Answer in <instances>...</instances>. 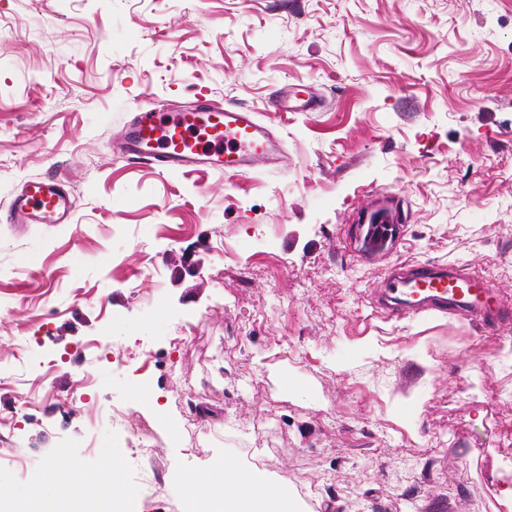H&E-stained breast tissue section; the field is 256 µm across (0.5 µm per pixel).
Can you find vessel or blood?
I'll list each match as a JSON object with an SVG mask.
<instances>
[{
	"label": "vessel or blood",
	"instance_id": "vessel-or-blood-1",
	"mask_svg": "<svg viewBox=\"0 0 512 512\" xmlns=\"http://www.w3.org/2000/svg\"><path fill=\"white\" fill-rule=\"evenodd\" d=\"M313 94L294 89L272 103L277 112L312 109ZM280 146L254 112L227 107H200L175 113L154 111L136 115L122 143L125 160L153 164L170 173L207 164L224 172H245L258 164L277 162ZM74 208L61 179L26 182L11 202V224H68ZM386 295L414 312L452 309L483 328H492L505 307L500 293L483 278L455 266H423L411 276L391 279Z\"/></svg>",
	"mask_w": 512,
	"mask_h": 512
}]
</instances>
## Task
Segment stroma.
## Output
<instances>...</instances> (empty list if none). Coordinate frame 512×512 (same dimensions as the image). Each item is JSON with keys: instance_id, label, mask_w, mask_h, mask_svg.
I'll return each instance as SVG.
<instances>
[{"instance_id": "1", "label": "stroma", "mask_w": 512, "mask_h": 512, "mask_svg": "<svg viewBox=\"0 0 512 512\" xmlns=\"http://www.w3.org/2000/svg\"><path fill=\"white\" fill-rule=\"evenodd\" d=\"M298 81L321 107L272 113ZM199 104L269 118L283 161L119 157L141 107ZM50 175L73 223H6ZM383 210L401 240L373 253ZM431 264L512 306V0H0V492L53 498L60 453L119 459L160 512L246 448L301 512H512V315L374 302ZM116 409L156 431L147 458L116 447Z\"/></svg>"}]
</instances>
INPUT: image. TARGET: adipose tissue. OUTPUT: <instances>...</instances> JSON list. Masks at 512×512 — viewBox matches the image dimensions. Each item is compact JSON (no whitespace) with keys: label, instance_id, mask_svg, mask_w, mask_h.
I'll return each mask as SVG.
<instances>
[{"label":"adipose tissue","instance_id":"1","mask_svg":"<svg viewBox=\"0 0 512 512\" xmlns=\"http://www.w3.org/2000/svg\"><path fill=\"white\" fill-rule=\"evenodd\" d=\"M49 475L55 481L63 504L72 505V512H81L85 499H109L116 505L131 508L138 493L127 486L120 475L99 480L83 479L65 456H56L49 465ZM188 508L206 502L212 512H298V507L286 492L258 482L250 470L224 462L203 473L184 475Z\"/></svg>","mask_w":512,"mask_h":512}]
</instances>
